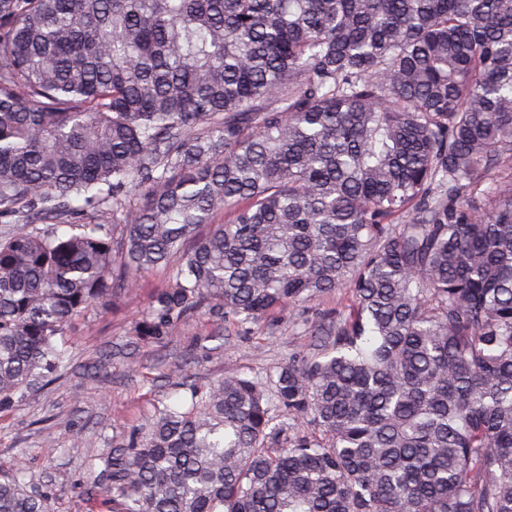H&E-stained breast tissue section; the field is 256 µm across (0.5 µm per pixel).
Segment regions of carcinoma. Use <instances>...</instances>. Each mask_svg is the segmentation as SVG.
Wrapping results in <instances>:
<instances>
[{
  "mask_svg": "<svg viewBox=\"0 0 512 512\" xmlns=\"http://www.w3.org/2000/svg\"><path fill=\"white\" fill-rule=\"evenodd\" d=\"M155 268L142 340L350 304L168 374L100 512H512V0H0V412Z\"/></svg>",
  "mask_w": 512,
  "mask_h": 512,
  "instance_id": "cac0c4a2",
  "label": "carcinoma"
}]
</instances>
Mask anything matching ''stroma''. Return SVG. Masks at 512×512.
Masks as SVG:
<instances>
[{"label":"stroma","mask_w":512,"mask_h":512,"mask_svg":"<svg viewBox=\"0 0 512 512\" xmlns=\"http://www.w3.org/2000/svg\"><path fill=\"white\" fill-rule=\"evenodd\" d=\"M166 282V271L155 270L116 304L74 317L66 330L67 370L0 412V474L24 468L28 481L51 491L54 512H98L80 495L92 480L90 460L109 447L113 434L144 423L154 405L181 401L182 390L167 378L171 370L187 367L204 384L281 365L308 349L305 327L336 308L329 296L223 337L199 315L168 340H140L135 321ZM215 346L220 354H212Z\"/></svg>","instance_id":"1"}]
</instances>
